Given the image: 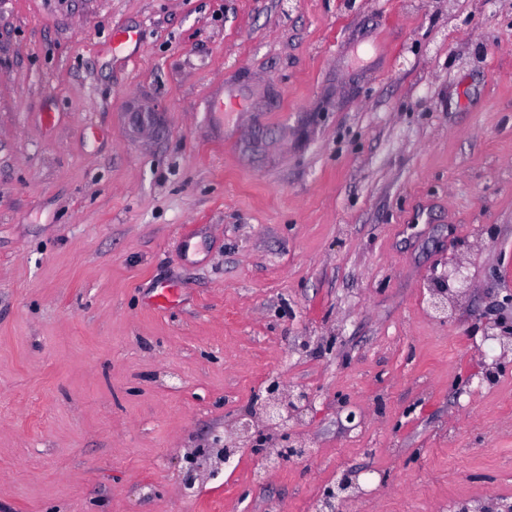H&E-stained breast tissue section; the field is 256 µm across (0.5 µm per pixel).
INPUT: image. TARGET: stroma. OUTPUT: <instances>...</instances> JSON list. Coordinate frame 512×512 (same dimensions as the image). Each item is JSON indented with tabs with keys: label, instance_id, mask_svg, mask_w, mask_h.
I'll return each mask as SVG.
<instances>
[{
	"label": "stroma",
	"instance_id": "obj_1",
	"mask_svg": "<svg viewBox=\"0 0 512 512\" xmlns=\"http://www.w3.org/2000/svg\"><path fill=\"white\" fill-rule=\"evenodd\" d=\"M494 333L512 0H0V512L512 503ZM273 377L306 454L225 460ZM256 413H248L235 421L234 429L224 438V459L230 458L237 452L240 442L251 437L255 426ZM358 476L356 471L344 470L336 480V484L324 492L321 507L330 512L342 511L343 504L351 496L353 490L359 489Z\"/></svg>",
	"mask_w": 512,
	"mask_h": 512
}]
</instances>
